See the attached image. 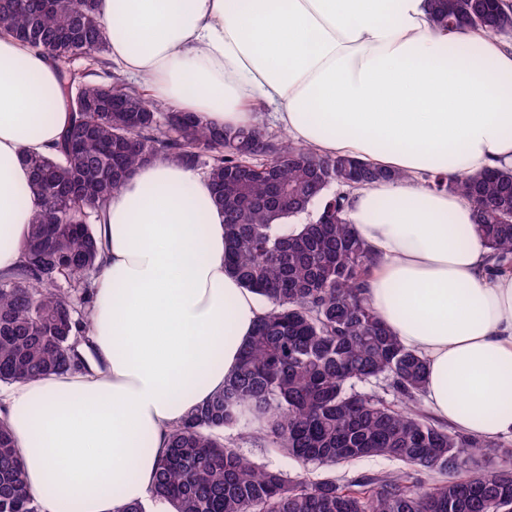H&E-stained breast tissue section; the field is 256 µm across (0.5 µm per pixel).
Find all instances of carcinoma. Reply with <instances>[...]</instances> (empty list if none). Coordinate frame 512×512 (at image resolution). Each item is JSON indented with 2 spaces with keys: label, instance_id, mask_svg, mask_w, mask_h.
I'll return each instance as SVG.
<instances>
[{
  "label": "carcinoma",
  "instance_id": "carcinoma-1",
  "mask_svg": "<svg viewBox=\"0 0 512 512\" xmlns=\"http://www.w3.org/2000/svg\"><path fill=\"white\" fill-rule=\"evenodd\" d=\"M96 0H0V27L43 48L71 119L54 147L25 158L39 206L23 260L0 274V384L83 366L76 341L93 304L100 249L91 219L111 193L158 157L203 166L231 235L224 264L270 309L224 390L168 434L149 497L170 512H501L512 508V447L439 424L420 407L425 364L382 323L365 294L372 257L346 220L348 194L391 177L352 157L322 156L265 126L209 128L170 112L105 64ZM437 28L512 33L508 0H431ZM82 58L84 70L72 67ZM427 186L467 197L490 270L512 274V168ZM317 207L306 224L288 220ZM384 378L396 402L356 390ZM255 426L306 467L366 458L389 472L342 481L261 466L224 440ZM0 512H39L6 419L0 418Z\"/></svg>",
  "mask_w": 512,
  "mask_h": 512
}]
</instances>
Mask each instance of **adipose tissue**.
Wrapping results in <instances>:
<instances>
[{
  "label": "adipose tissue",
  "instance_id": "ef3b65f1",
  "mask_svg": "<svg viewBox=\"0 0 512 512\" xmlns=\"http://www.w3.org/2000/svg\"><path fill=\"white\" fill-rule=\"evenodd\" d=\"M429 0H97L113 63L208 126L273 122L298 145L392 172L347 221L377 256L366 295L426 364L424 400L465 434L512 435V275L487 270L470 201L425 186L512 167V49L429 23ZM69 119L44 50L0 35V272L38 201L26 154ZM83 330L96 361L0 389L41 512L145 500L168 433L223 389L267 306L224 265L207 176L138 166L96 224Z\"/></svg>",
  "mask_w": 512,
  "mask_h": 512
}]
</instances>
